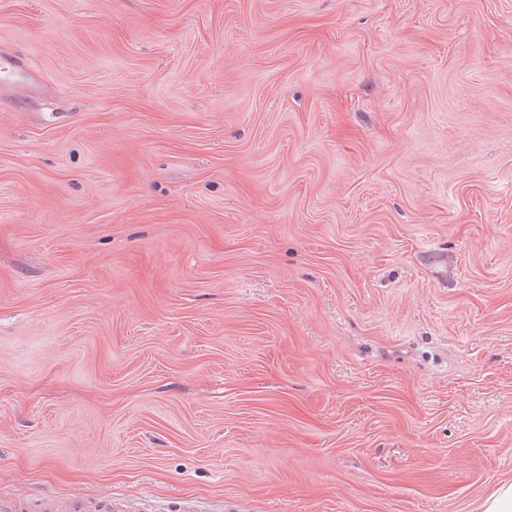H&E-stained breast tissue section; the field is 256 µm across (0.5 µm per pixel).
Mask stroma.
<instances>
[{
  "instance_id": "1",
  "label": "stroma",
  "mask_w": 512,
  "mask_h": 512,
  "mask_svg": "<svg viewBox=\"0 0 512 512\" xmlns=\"http://www.w3.org/2000/svg\"><path fill=\"white\" fill-rule=\"evenodd\" d=\"M0 45L9 512L512 484V0H0ZM1 88H23L27 94L35 90L25 61L13 52L0 48ZM42 512H98L97 507H92L80 499H63L50 497L45 499Z\"/></svg>"
}]
</instances>
